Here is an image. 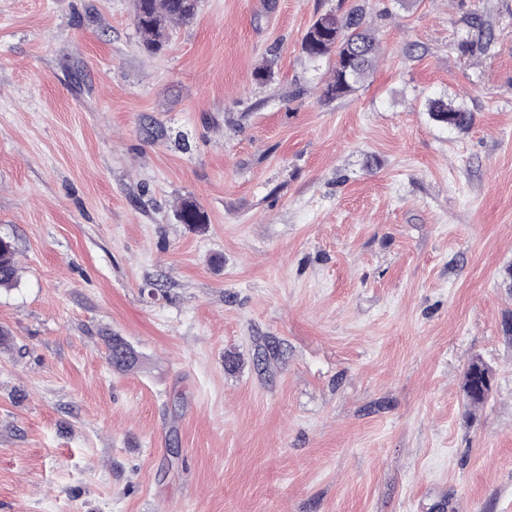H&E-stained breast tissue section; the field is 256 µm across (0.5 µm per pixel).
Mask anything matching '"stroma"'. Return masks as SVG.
I'll return each mask as SVG.
<instances>
[{
  "instance_id": "obj_1",
  "label": "stroma",
  "mask_w": 512,
  "mask_h": 512,
  "mask_svg": "<svg viewBox=\"0 0 512 512\" xmlns=\"http://www.w3.org/2000/svg\"><path fill=\"white\" fill-rule=\"evenodd\" d=\"M133 4L0 0V512H512V0H198L157 55ZM379 48L376 30L368 23L360 5L343 15L318 16L301 42L302 53L309 60L336 58L331 80L324 89L330 98L345 96L374 73ZM426 106L427 112L433 120L451 130L465 132L476 120L474 112H471L463 104L448 100V98H430L427 100ZM177 219L182 224H189L193 227H202L207 224V217L199 205L190 199L184 200L176 213ZM6 244L0 242V289H11L18 282V265L15 259V248L12 242L4 238ZM106 345V358L113 370L118 372H127L134 369L139 364V355L138 357L132 360L129 358H122L118 356V350L121 348H128L132 351H135L134 348L131 347V345L122 336L108 337ZM493 372L492 367L480 359L473 360L468 364L463 376L462 387L469 407L481 406L487 401L493 387L486 393H483L478 391L476 384L479 377L487 374L492 375Z\"/></svg>"
}]
</instances>
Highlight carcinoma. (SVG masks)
<instances>
[{
	"label": "carcinoma",
	"mask_w": 512,
	"mask_h": 512,
	"mask_svg": "<svg viewBox=\"0 0 512 512\" xmlns=\"http://www.w3.org/2000/svg\"><path fill=\"white\" fill-rule=\"evenodd\" d=\"M134 24L143 47L149 51L160 50L167 41L168 29L175 24H185L195 15L197 0H134ZM302 53L310 60L334 56L340 65L333 66L331 80L326 84L324 94L340 98L364 83L375 71L379 59V40L376 30L366 19V12L360 5L343 15H320L309 27L301 42ZM427 112L441 125L455 131L465 132L476 120L475 113L453 100L430 98ZM182 224L202 227L207 217L199 205L190 199L184 200L176 213ZM18 265L15 248L11 241L0 243V289H11L18 282ZM106 358L112 369L127 372L134 369L140 358L118 356L121 348L131 345L121 336H110L106 342ZM493 373L492 367L482 360L470 362L463 376L462 387L467 405H483L489 393L477 389L479 377Z\"/></svg>",
	"instance_id": "1"
}]
</instances>
